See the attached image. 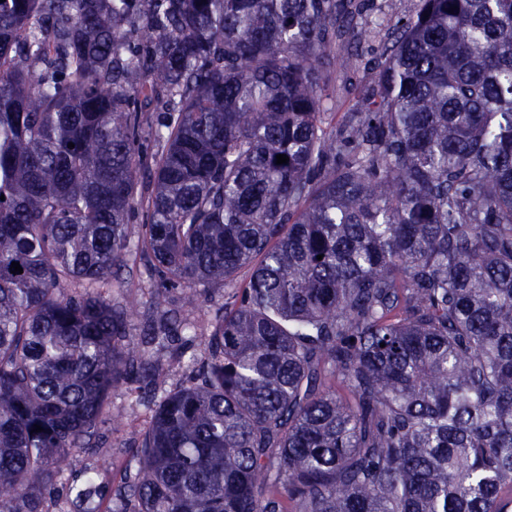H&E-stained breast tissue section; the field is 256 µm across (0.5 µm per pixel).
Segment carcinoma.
<instances>
[{
    "label": "carcinoma",
    "instance_id": "1",
    "mask_svg": "<svg viewBox=\"0 0 512 512\" xmlns=\"http://www.w3.org/2000/svg\"><path fill=\"white\" fill-rule=\"evenodd\" d=\"M363 10L0 3V512L102 496L110 395L140 378L138 469L91 512H504L512 0H419L330 128ZM131 258L187 310L236 288L203 352L165 310L131 348L138 299L106 298Z\"/></svg>",
    "mask_w": 512,
    "mask_h": 512
}]
</instances>
